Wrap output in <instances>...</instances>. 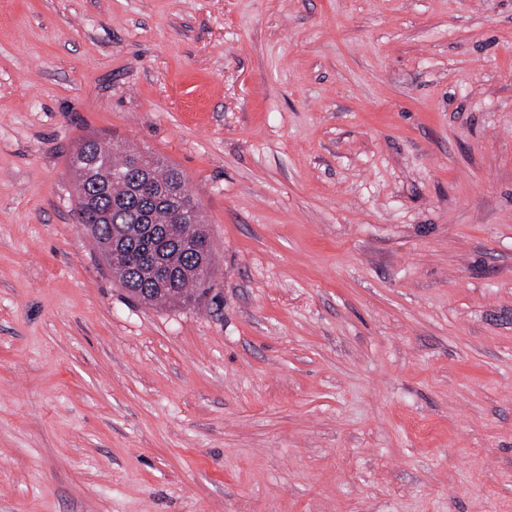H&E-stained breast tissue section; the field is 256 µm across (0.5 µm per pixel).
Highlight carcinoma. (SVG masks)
Returning a JSON list of instances; mask_svg holds the SVG:
<instances>
[{
    "label": "carcinoma",
    "mask_w": 512,
    "mask_h": 512,
    "mask_svg": "<svg viewBox=\"0 0 512 512\" xmlns=\"http://www.w3.org/2000/svg\"><path fill=\"white\" fill-rule=\"evenodd\" d=\"M142 161V176L134 179L129 168L132 158ZM71 167L74 169L78 189L89 188V195H78L81 221L91 231L104 257H109L112 233L128 224L175 223L181 215L179 232L201 223L200 211L180 196L179 188L185 182L180 169L140 152L121 157L95 140H86L75 151ZM158 249L149 239H136L127 243L129 268H115L113 272L124 282L142 257ZM168 264L176 272L169 291L157 301L159 305L186 307L201 297L200 282L183 273L189 257L180 252L168 253Z\"/></svg>",
    "instance_id": "carcinoma-1"
}]
</instances>
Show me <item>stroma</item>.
<instances>
[{
    "instance_id": "1",
    "label": "stroma",
    "mask_w": 512,
    "mask_h": 512,
    "mask_svg": "<svg viewBox=\"0 0 512 512\" xmlns=\"http://www.w3.org/2000/svg\"><path fill=\"white\" fill-rule=\"evenodd\" d=\"M89 137L184 174L198 303ZM0 512H512V0H0ZM112 150L95 140H85L75 151L71 167L78 182L79 210L82 224L91 231L107 263L124 287L126 253L122 244L112 242V233L118 227L134 224L133 230L144 236L159 237L173 248H179L180 237L194 224L195 236L206 241L208 235L202 225L198 207L190 206L180 196L179 188L186 182L180 169L165 161L140 152L119 158ZM115 149V150H114ZM133 157L142 161V176L134 181L129 168ZM87 186L89 196L82 189ZM83 193V195H82ZM181 215L179 234L172 226L176 215ZM153 224L162 225L155 226ZM112 250L109 261V250ZM113 267H122L113 268ZM190 255L183 256L181 252L174 251L168 253V264L177 273L174 276L172 269L167 265L162 255H153L145 260L141 266L140 276L148 280L154 288H148L143 293L139 289L133 290V294L144 300H149L151 296L163 293L171 287L169 291L161 296V300L151 303L154 305H174L186 307L196 303L201 297L199 292L201 283L195 277L208 282L211 274L210 266L203 260H199L194 267L189 270L193 275L183 273L189 265ZM173 280V282H172ZM147 291H150L148 294Z\"/></svg>"
}]
</instances>
